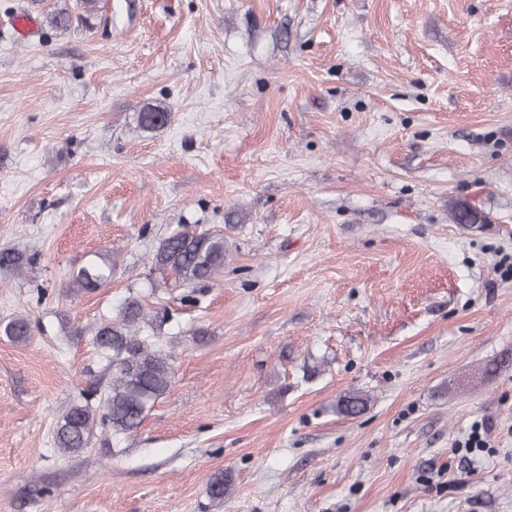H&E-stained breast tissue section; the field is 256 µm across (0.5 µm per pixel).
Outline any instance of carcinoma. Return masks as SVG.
<instances>
[{
    "instance_id": "carcinoma-1",
    "label": "carcinoma",
    "mask_w": 512,
    "mask_h": 512,
    "mask_svg": "<svg viewBox=\"0 0 512 512\" xmlns=\"http://www.w3.org/2000/svg\"><path fill=\"white\" fill-rule=\"evenodd\" d=\"M170 121V113L148 108L138 114V128L155 130ZM450 216L456 224H482L486 217L467 202H455ZM36 261L12 249L0 250V266L21 269ZM152 270L184 288H200L224 269V232L197 224H181L158 239L151 259ZM116 265L107 254L96 253L73 269L67 288L73 292L93 291L110 285ZM167 320L159 310L148 312L139 296L125 298L114 316L104 319L97 329L93 345L104 363V379L95 382L62 412L53 427V445L70 455L94 444L97 435L120 440L135 432L146 416L170 390L174 378L173 356L165 352L156 331ZM0 334L13 341L32 334L30 320L16 316L0 324ZM367 399L346 395L337 406L345 416H356ZM207 495L214 504L224 503L227 491L224 473L207 480Z\"/></svg>"
}]
</instances>
